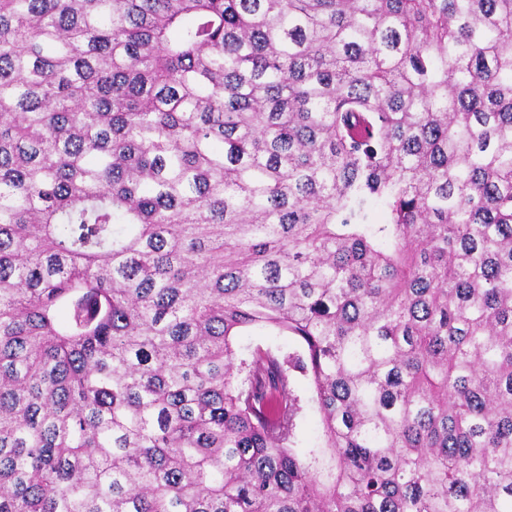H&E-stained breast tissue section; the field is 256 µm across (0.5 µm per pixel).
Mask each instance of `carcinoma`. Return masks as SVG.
Returning a JSON list of instances; mask_svg holds the SVG:
<instances>
[{
    "mask_svg": "<svg viewBox=\"0 0 512 512\" xmlns=\"http://www.w3.org/2000/svg\"><path fill=\"white\" fill-rule=\"evenodd\" d=\"M0 512H512V0H0ZM234 345L239 352H247L256 346L284 352L301 349L300 343L293 336L269 326L242 329L234 337ZM292 387L304 400L303 412L299 417L296 430V448H309L322 440L321 414L317 406L310 401L312 389L303 378L294 380Z\"/></svg>",
    "mask_w": 512,
    "mask_h": 512,
    "instance_id": "1",
    "label": "carcinoma"
}]
</instances>
